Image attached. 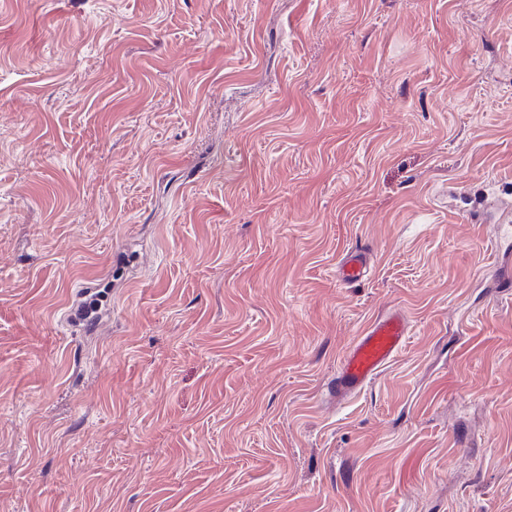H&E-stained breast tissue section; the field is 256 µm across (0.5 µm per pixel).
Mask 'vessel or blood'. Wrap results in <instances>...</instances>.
<instances>
[{"mask_svg": "<svg viewBox=\"0 0 512 512\" xmlns=\"http://www.w3.org/2000/svg\"><path fill=\"white\" fill-rule=\"evenodd\" d=\"M369 273L368 253L363 249L348 252L340 263L338 281L355 285ZM409 335L406 316L397 309L372 320L341 357L328 382L331 396L343 399L371 385L382 370L397 358Z\"/></svg>", "mask_w": 512, "mask_h": 512, "instance_id": "vessel-or-blood-1", "label": "vessel or blood"}]
</instances>
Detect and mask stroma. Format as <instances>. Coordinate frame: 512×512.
Listing matches in <instances>:
<instances>
[{
	"instance_id": "obj_1",
	"label": "stroma",
	"mask_w": 512,
	"mask_h": 512,
	"mask_svg": "<svg viewBox=\"0 0 512 512\" xmlns=\"http://www.w3.org/2000/svg\"><path fill=\"white\" fill-rule=\"evenodd\" d=\"M503 224L512 0H0V512H512ZM368 273V252L364 249H355L348 252L341 261L338 281L341 285H355L365 280ZM409 336L406 316L389 310L372 320L341 357L328 382V392L344 399L371 385L402 351Z\"/></svg>"
}]
</instances>
